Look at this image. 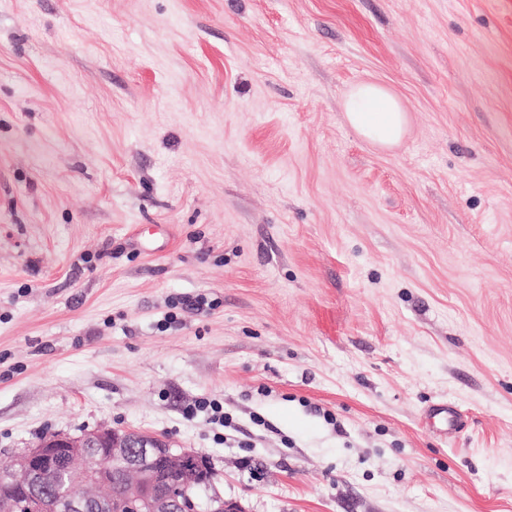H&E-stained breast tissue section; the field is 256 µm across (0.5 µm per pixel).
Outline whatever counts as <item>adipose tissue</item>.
<instances>
[{
	"label": "adipose tissue",
	"instance_id": "adipose-tissue-1",
	"mask_svg": "<svg viewBox=\"0 0 512 512\" xmlns=\"http://www.w3.org/2000/svg\"><path fill=\"white\" fill-rule=\"evenodd\" d=\"M345 116L352 128L381 147L399 144L406 133L407 114L402 104L388 89L372 82L350 90Z\"/></svg>",
	"mask_w": 512,
	"mask_h": 512
}]
</instances>
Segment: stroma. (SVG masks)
Here are the masks:
<instances>
[{"label": "stroma", "instance_id": "stroma-1", "mask_svg": "<svg viewBox=\"0 0 512 512\" xmlns=\"http://www.w3.org/2000/svg\"><path fill=\"white\" fill-rule=\"evenodd\" d=\"M103 425L242 512H512V0H0V467ZM345 116L352 128L381 147L399 144L406 133L407 113L402 104L388 89L372 82L350 90Z\"/></svg>", "mask_w": 512, "mask_h": 512}]
</instances>
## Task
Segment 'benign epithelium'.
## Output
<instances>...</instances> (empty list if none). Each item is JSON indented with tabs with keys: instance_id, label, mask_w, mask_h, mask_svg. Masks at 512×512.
Here are the masks:
<instances>
[{
	"instance_id": "1",
	"label": "benign epithelium",
	"mask_w": 512,
	"mask_h": 512,
	"mask_svg": "<svg viewBox=\"0 0 512 512\" xmlns=\"http://www.w3.org/2000/svg\"><path fill=\"white\" fill-rule=\"evenodd\" d=\"M192 452L172 448L156 436L131 429L100 428L79 436L52 433L12 456L0 469V512H55L39 492L38 466H58L60 483L83 476L92 486L106 484L107 468L124 471L120 486L126 512H237L233 502L193 468ZM103 494L72 492L67 512H108Z\"/></svg>"
}]
</instances>
